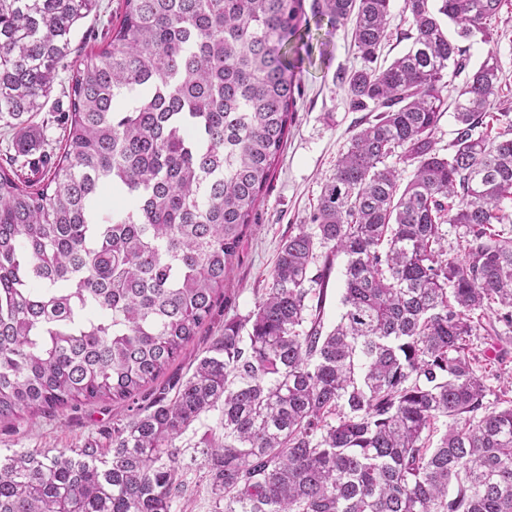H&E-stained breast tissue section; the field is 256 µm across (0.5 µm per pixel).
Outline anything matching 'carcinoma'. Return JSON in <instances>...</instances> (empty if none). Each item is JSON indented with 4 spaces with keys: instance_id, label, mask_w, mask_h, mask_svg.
I'll use <instances>...</instances> for the list:
<instances>
[{
    "instance_id": "obj_1",
    "label": "carcinoma",
    "mask_w": 512,
    "mask_h": 512,
    "mask_svg": "<svg viewBox=\"0 0 512 512\" xmlns=\"http://www.w3.org/2000/svg\"><path fill=\"white\" fill-rule=\"evenodd\" d=\"M390 2H313L333 27L353 20L362 65L338 79L374 119L254 310L224 320L173 396L112 427V447L0 456V512H172L177 441L213 410V512H512V399L486 401L470 354L479 331L512 330L495 55L456 88L448 152L436 139L463 43L491 35L504 0H404L410 45L382 66ZM99 10L0 0V128L43 111L66 72L70 98L43 178L0 165V420L133 402L168 369L224 297L295 119L303 0H123L105 44L75 53ZM106 191L123 205L104 210ZM345 262V258L343 256H339L337 262L335 261L334 268L329 278L327 298L324 309V320L326 326L334 324L341 311L340 299L344 278L343 272Z\"/></svg>"
}]
</instances>
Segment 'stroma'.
<instances>
[{
  "label": "stroma",
  "instance_id": "obj_1",
  "mask_svg": "<svg viewBox=\"0 0 512 512\" xmlns=\"http://www.w3.org/2000/svg\"><path fill=\"white\" fill-rule=\"evenodd\" d=\"M302 30L309 36L310 52L298 63L300 89L296 118L288 131L279 163L259 204L254 224L242 239L238 258L230 272L226 293L230 309L216 308L211 324L205 326L183 349L168 371L157 380V387L174 388L190 376L198 358L213 337L224 330L226 313L247 315L269 284L268 274L290 228L305 224L325 183L334 172L336 161L352 137L370 118L369 113L349 107L336 78L359 67L351 41L350 26L329 29L326 21L306 12ZM495 54L502 70V83L494 102L498 112L512 113V0L504 6L490 37L475 35L469 41L467 67L476 69L488 54ZM69 112L66 86H56L44 111L30 120L27 132L28 154L55 156ZM472 352L485 360L490 372L488 401H496L512 378V332L501 336H476ZM126 404L100 400L80 403L52 416L0 421V453L19 449L80 448L87 441L110 447L107 437L113 425L125 422ZM219 412L203 416L180 439L186 464V493L175 512H212V496L205 480L201 438L216 427Z\"/></svg>",
  "mask_w": 512,
  "mask_h": 512
}]
</instances>
